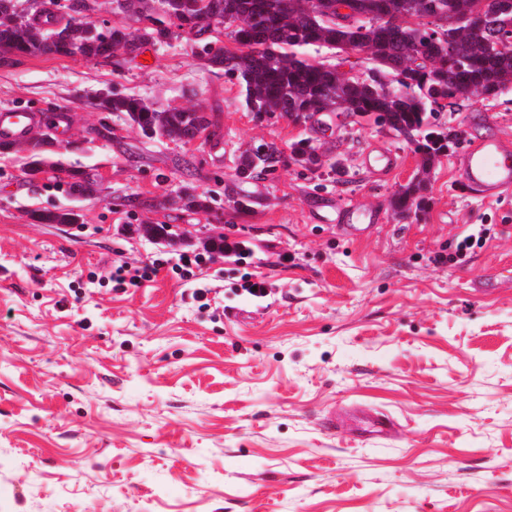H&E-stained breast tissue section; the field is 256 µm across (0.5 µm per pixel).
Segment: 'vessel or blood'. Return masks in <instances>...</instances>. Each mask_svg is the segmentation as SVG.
Instances as JSON below:
<instances>
[{"instance_id":"vessel-or-blood-1","label":"vessel or blood","mask_w":512,"mask_h":512,"mask_svg":"<svg viewBox=\"0 0 512 512\" xmlns=\"http://www.w3.org/2000/svg\"><path fill=\"white\" fill-rule=\"evenodd\" d=\"M38 118L19 107L0 108V139H26ZM459 181L467 193L495 200L512 193V145L499 138L470 143L457 160Z\"/></svg>"}]
</instances>
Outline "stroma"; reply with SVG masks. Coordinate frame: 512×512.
Wrapping results in <instances>:
<instances>
[{"label":"stroma","instance_id":"1","mask_svg":"<svg viewBox=\"0 0 512 512\" xmlns=\"http://www.w3.org/2000/svg\"><path fill=\"white\" fill-rule=\"evenodd\" d=\"M112 94L215 115L222 139L147 138L102 107ZM6 105L69 123L36 177L26 146L0 152V512H512V194L470 196L456 167L474 139L512 140V93L439 114L459 139L405 220L391 200L413 145L365 117L255 122L188 34L133 59L0 62ZM309 136L317 166L238 179L249 146ZM373 150L397 160L385 178ZM74 171L93 194L70 193ZM187 184L216 191L209 211L168 205ZM69 207L79 223L31 218ZM352 207L378 223L352 234L335 219ZM483 225L494 238L456 261ZM220 232L246 264L172 271ZM156 258L154 281L115 291L114 265ZM255 273L260 300L239 290Z\"/></svg>","mask_w":512,"mask_h":512}]
</instances>
